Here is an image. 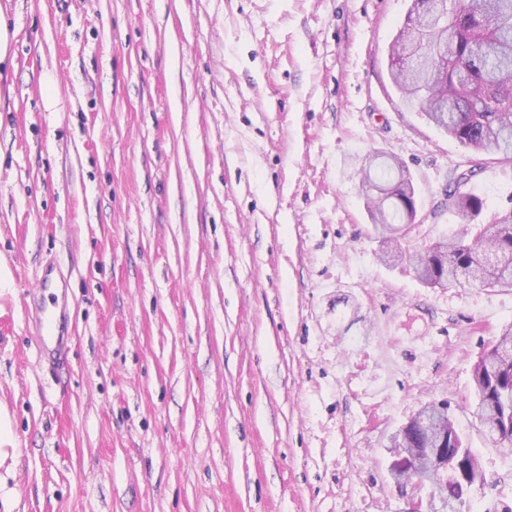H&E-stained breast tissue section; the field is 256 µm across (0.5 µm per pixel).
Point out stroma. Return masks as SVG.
I'll list each match as a JSON object with an SVG mask.
<instances>
[{"mask_svg":"<svg viewBox=\"0 0 512 512\" xmlns=\"http://www.w3.org/2000/svg\"><path fill=\"white\" fill-rule=\"evenodd\" d=\"M410 0H0V512H404L388 435L446 404L512 512V451L469 411L512 289L381 261L355 165L397 156L419 237L471 153L407 107ZM54 79L44 102L43 75ZM466 191L512 207V164ZM54 261L49 370L25 298Z\"/></svg>","mask_w":512,"mask_h":512,"instance_id":"obj_1","label":"stroma"}]
</instances>
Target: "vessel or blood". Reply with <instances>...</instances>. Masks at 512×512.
<instances>
[{
  "label": "vessel or blood",
  "instance_id": "obj_1",
  "mask_svg": "<svg viewBox=\"0 0 512 512\" xmlns=\"http://www.w3.org/2000/svg\"><path fill=\"white\" fill-rule=\"evenodd\" d=\"M58 288L59 283L53 276L52 266H44L36 283V292L42 296L43 301L35 305L33 314L40 326L37 338L39 354L50 363L62 351L69 329L66 298L59 294Z\"/></svg>",
  "mask_w": 512,
  "mask_h": 512
}]
</instances>
